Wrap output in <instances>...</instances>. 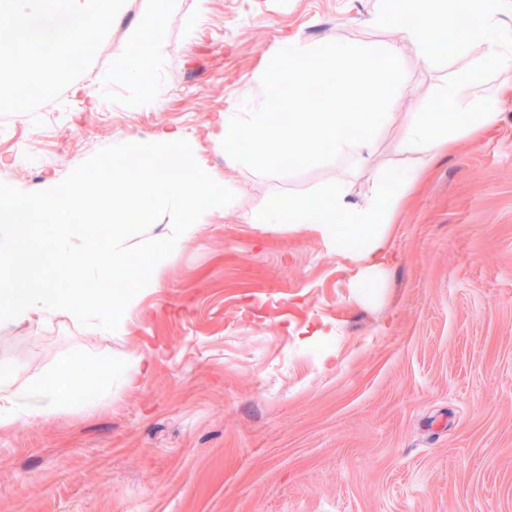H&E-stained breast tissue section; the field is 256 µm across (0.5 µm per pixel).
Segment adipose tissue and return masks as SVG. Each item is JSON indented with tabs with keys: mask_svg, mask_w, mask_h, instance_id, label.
<instances>
[{
	"mask_svg": "<svg viewBox=\"0 0 512 512\" xmlns=\"http://www.w3.org/2000/svg\"><path fill=\"white\" fill-rule=\"evenodd\" d=\"M164 53V44L145 39L141 31L130 32L127 44L116 51L109 77L113 82L136 81L139 103H148L153 94L150 71ZM512 85V68L491 60L477 72H464L441 89L443 105L436 112L414 113L400 153L413 156L411 167L399 179L377 170L369 192L359 203L349 199L345 178L324 185L317 193L285 195L276 204L254 213V224H303L314 228L360 267L358 286H375L390 259L388 234L391 221L411 189L428 172L439 156L448 152L464 135L478 136L494 126L497 113L486 111L479 102L491 87ZM87 360H69L58 366L52 380L15 385L13 369L0 366V428L10 427L22 417L49 415L75 402L91 384L86 378Z\"/></svg>",
	"mask_w": 512,
	"mask_h": 512,
	"instance_id": "adipose-tissue-1",
	"label": "adipose tissue"
}]
</instances>
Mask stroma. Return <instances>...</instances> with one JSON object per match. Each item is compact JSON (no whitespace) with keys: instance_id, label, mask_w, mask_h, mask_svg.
<instances>
[{"instance_id":"obj_1","label":"stroma","mask_w":512,"mask_h":512,"mask_svg":"<svg viewBox=\"0 0 512 512\" xmlns=\"http://www.w3.org/2000/svg\"><path fill=\"white\" fill-rule=\"evenodd\" d=\"M374 4L208 0L188 32L198 0H178L153 72L160 109L133 106L134 82L93 86L157 11L126 0L81 77L90 94L0 114L12 133L0 181L18 190L178 131L235 195L163 260L113 333L65 315L0 326V361L20 384L80 352L122 366L98 400L0 429V512H512V86L490 103L497 123L458 139L411 191L378 287H355V263L312 228L249 221L339 176L360 202L376 167L407 166L395 146L411 113L438 109L439 85L486 65L487 44L443 66L404 48L369 162L272 175L220 144L224 116L263 99L261 77L290 43L401 40L403 28L365 27ZM33 125L59 154L30 170L14 144Z\"/></svg>"}]
</instances>
